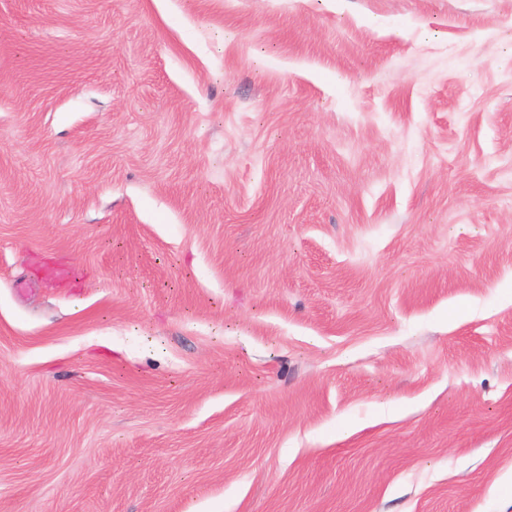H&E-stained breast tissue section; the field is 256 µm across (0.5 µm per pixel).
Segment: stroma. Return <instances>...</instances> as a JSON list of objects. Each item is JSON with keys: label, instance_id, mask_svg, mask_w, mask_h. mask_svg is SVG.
Segmentation results:
<instances>
[{"label": "stroma", "instance_id": "obj_1", "mask_svg": "<svg viewBox=\"0 0 512 512\" xmlns=\"http://www.w3.org/2000/svg\"><path fill=\"white\" fill-rule=\"evenodd\" d=\"M512 0H0V512H512Z\"/></svg>", "mask_w": 512, "mask_h": 512}]
</instances>
